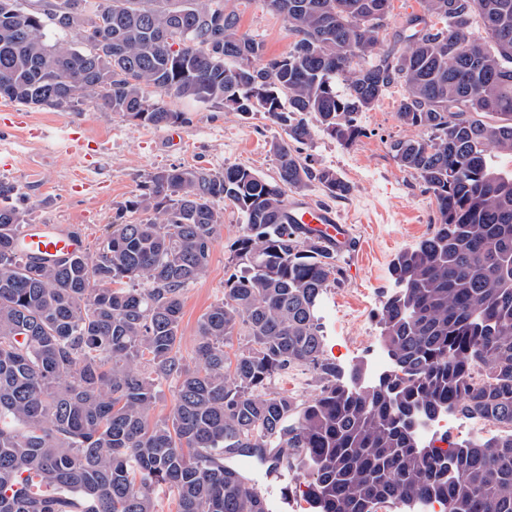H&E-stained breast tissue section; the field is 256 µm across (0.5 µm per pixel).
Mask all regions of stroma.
<instances>
[{
	"label": "stroma",
	"mask_w": 512,
	"mask_h": 512,
	"mask_svg": "<svg viewBox=\"0 0 512 512\" xmlns=\"http://www.w3.org/2000/svg\"><path fill=\"white\" fill-rule=\"evenodd\" d=\"M241 29L263 41L266 57L284 55L291 47L282 16L249 10ZM402 93V87L392 88L360 115L364 135L355 145L341 146L319 132L299 148L313 167L336 170L352 187L341 200L314 186L304 195L337 210L359 244L342 258L339 280L328 288L321 311L324 355L345 371L356 365L370 370L373 353L363 338L380 334V314L395 288L390 264L429 236L438 222L433 195L397 165L390 149L395 140L420 135L396 118ZM165 103L184 113L185 121L152 127L87 104L37 107L0 98V179L18 187L29 224L70 226L92 249L158 169L195 165L221 171L244 165L275 177L272 145L285 133L267 115H243L173 96ZM222 211L224 223L207 271L183 296L182 352L189 360L200 317L223 298L224 281L235 271L228 246L241 232L243 218L232 205H223Z\"/></svg>",
	"instance_id": "1"
}]
</instances>
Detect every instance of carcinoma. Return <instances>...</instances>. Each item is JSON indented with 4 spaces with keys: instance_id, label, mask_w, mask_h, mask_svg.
Returning a JSON list of instances; mask_svg holds the SVG:
<instances>
[{
    "instance_id": "obj_1",
    "label": "carcinoma",
    "mask_w": 512,
    "mask_h": 512,
    "mask_svg": "<svg viewBox=\"0 0 512 512\" xmlns=\"http://www.w3.org/2000/svg\"><path fill=\"white\" fill-rule=\"evenodd\" d=\"M373 2L262 0L293 41L256 67L264 44L225 0H0V98L164 127L183 119L164 103L173 95L263 112L287 135L276 177L158 170L125 206L145 218L120 214L94 250L55 261L19 252L27 213L0 181V512H157L165 490L177 512H268L226 454L308 475L314 512H411L422 498L512 512V173L488 155L512 156V0H420L407 47L385 53L374 49L393 0L383 13ZM398 84L397 120L423 135L393 156L433 194L439 224L392 262L379 320L391 369L365 385L362 369L323 357L320 310L342 252L288 221L286 191L315 183L346 198L350 183L295 145L316 126L355 144L358 115ZM222 202L245 220L230 249L241 270L198 321L191 366L183 294L206 273ZM295 368L315 374L312 399L271 389ZM168 383L175 404L153 420ZM443 410L504 433L443 454L417 436Z\"/></svg>"
}]
</instances>
